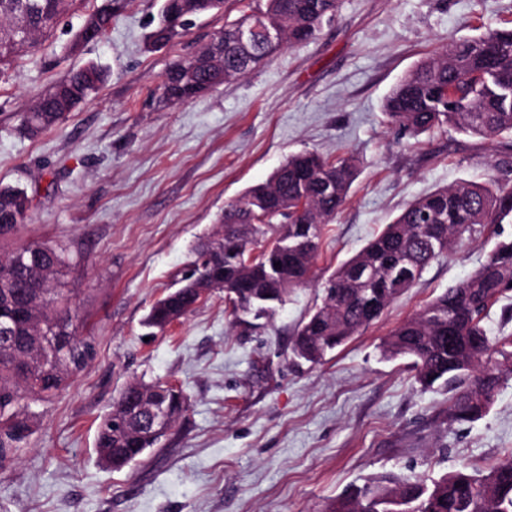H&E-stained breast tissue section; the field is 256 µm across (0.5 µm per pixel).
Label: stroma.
Instances as JSON below:
<instances>
[{
    "mask_svg": "<svg viewBox=\"0 0 512 512\" xmlns=\"http://www.w3.org/2000/svg\"><path fill=\"white\" fill-rule=\"evenodd\" d=\"M100 0H81L0 77V182L31 207L18 242L65 247L61 286L95 347L59 395L30 407L32 433L0 464V512H327L382 475L432 480L481 471L512 453V380L482 419L448 426L447 396L423 391L406 360L377 346L435 296L467 279L512 223L434 261L367 329L312 365L291 341L321 302L295 288L271 319L236 323L223 293L165 331L141 326L181 278L198 238L228 202L265 182L291 153L354 157L360 174L328 224L315 276L336 268L413 200L483 181L505 149L444 127L404 137L384 103L420 60L449 42L512 27V0H341L309 42L193 100L158 105L154 90L256 0H225L158 50L145 41L162 0H131L103 38L73 46ZM96 63L107 80L58 127L19 131L36 97ZM170 382L189 409L139 461L98 465L102 416L129 380Z\"/></svg>",
    "mask_w": 512,
    "mask_h": 512,
    "instance_id": "1",
    "label": "stroma"
}]
</instances>
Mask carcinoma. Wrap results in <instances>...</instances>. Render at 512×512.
Instances as JSON below:
<instances>
[{
  "label": "carcinoma",
  "mask_w": 512,
  "mask_h": 512,
  "mask_svg": "<svg viewBox=\"0 0 512 512\" xmlns=\"http://www.w3.org/2000/svg\"><path fill=\"white\" fill-rule=\"evenodd\" d=\"M78 0H0V76L24 51L12 39L23 23L32 41L51 31ZM129 0H101L100 34ZM340 0H264L252 14L224 24L195 54L176 62L154 94L165 103L194 99L248 74L281 49L267 46L248 55L235 30L262 20L278 24L284 44L316 37L333 20ZM160 11L149 34L159 48L183 36ZM107 77L89 64L39 95L23 114L21 131L31 137L58 126L64 100L79 104ZM399 131L420 135L450 126L485 139L504 135L512 152V28H495L453 42L419 61L392 89L384 104ZM358 177L355 160L328 162L310 152L288 155L268 179L224 206V214L193 247L191 266L211 290L238 294L236 318L255 320L286 303L291 290L313 273L325 226L332 223ZM26 193L0 185V320L10 338L0 341V460L17 452L31 432L29 402L47 401L94 354L77 333L69 299L57 287L69 265L66 249L30 242L4 248L24 224ZM512 223V187L493 174L484 182L463 181L411 202L368 243L321 283L322 304L302 321L293 354L316 364L379 318L390 303L413 287L431 263L464 241L478 239L488 224ZM279 266H274V263ZM411 275L391 279L395 267ZM512 291V241L499 242L485 262L458 285L434 297L415 317L379 344L386 360L408 359L415 383L448 393V424L481 419L494 403L502 381L512 376V351L495 343L483 324L489 306ZM198 306L188 292L169 291L149 310L144 326L163 331L173 317ZM134 395L142 408L170 405L174 418L189 408L183 390L159 381L132 380L119 392L98 426L97 461L121 470L158 446L161 437L137 427L125 403ZM329 512H512V454L485 473L459 469L431 483L393 476L373 479L336 498Z\"/></svg>",
  "instance_id": "cac0c4a2"
}]
</instances>
